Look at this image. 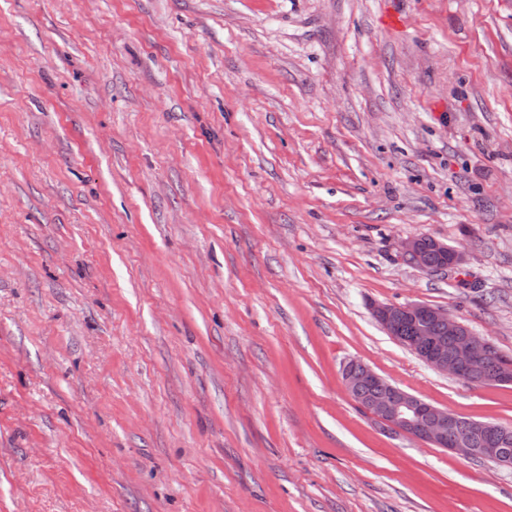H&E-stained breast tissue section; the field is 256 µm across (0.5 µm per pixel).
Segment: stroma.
Instances as JSON below:
<instances>
[{"label": "stroma", "instance_id": "35a3bbf8", "mask_svg": "<svg viewBox=\"0 0 512 512\" xmlns=\"http://www.w3.org/2000/svg\"><path fill=\"white\" fill-rule=\"evenodd\" d=\"M411 302L512 358V0H0V512H512ZM428 239V242L432 244L433 250L436 251L440 257L444 258L447 254V260L445 261L444 268H456L464 262V255L461 251L452 250L451 257L448 261V245L439 242L438 240L429 236H416L406 239L402 242V251L407 260L420 270H428V265L425 258L428 260L429 265L438 264L439 258L433 251H428L425 255L424 241ZM372 315L390 336H397L399 324L421 323L418 329L419 342L415 343L416 329L411 324L398 328L399 336L414 344V350L433 370L458 379H465L476 363L490 355L492 346L487 339L473 333L463 322L447 312L422 303L404 305L381 304L372 307ZM447 327L444 333L437 329L450 348L457 336L453 349L448 352L436 337L434 325ZM357 365L360 371H356ZM342 377L351 395H355L361 386H379L363 388L357 394V398H354L359 404L377 395L380 389H383L382 393L361 407L390 429L466 458L483 459L480 456H485L499 467H512L511 453L506 448H495L499 443L496 441V433L489 429V422H473L474 420L463 417L457 418L447 409L433 406L392 384H385L383 378L370 366L358 361L345 365ZM454 418L456 420L450 428ZM471 423L473 433L484 438L487 445L493 448H485L484 441L480 437H471ZM448 438L459 439L449 442ZM471 442L473 448H471Z\"/></svg>", "mask_w": 512, "mask_h": 512}]
</instances>
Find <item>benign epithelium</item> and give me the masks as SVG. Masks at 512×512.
<instances>
[{
    "mask_svg": "<svg viewBox=\"0 0 512 512\" xmlns=\"http://www.w3.org/2000/svg\"><path fill=\"white\" fill-rule=\"evenodd\" d=\"M432 244L439 256L451 254L444 267L455 268L464 262V255L458 250L448 251V245L425 236H416L402 242V251L407 260L420 270L428 269L424 242ZM372 315L391 336L397 335V327L406 322L418 323L419 342L414 350L433 370L458 379L467 377L476 363L490 355L492 346L487 339L473 333L463 322L447 312L422 303L404 305L381 304L372 307ZM448 328V335L456 337L451 351L442 347L436 337L434 326ZM342 377L346 389L352 395L361 386H379L382 393L362 405L376 420L399 433L420 442L444 448L463 457L475 459L485 456L497 466L511 468L512 453L498 447L496 433L486 422L472 423L474 434L487 441L485 448L471 447L468 439L448 441V429L455 415L448 410L433 406L423 399L400 388L386 384L383 378L370 366L352 361L343 367Z\"/></svg>",
    "mask_w": 512,
    "mask_h": 512,
    "instance_id": "7a95c632",
    "label": "benign epithelium"
}]
</instances>
